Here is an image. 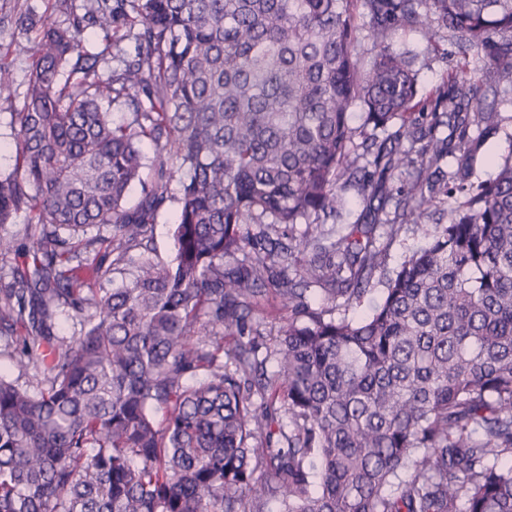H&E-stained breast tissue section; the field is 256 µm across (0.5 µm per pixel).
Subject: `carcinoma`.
<instances>
[{
  "label": "carcinoma",
  "mask_w": 512,
  "mask_h": 512,
  "mask_svg": "<svg viewBox=\"0 0 512 512\" xmlns=\"http://www.w3.org/2000/svg\"><path fill=\"white\" fill-rule=\"evenodd\" d=\"M69 13L26 47L17 168L0 174V335L38 378L31 390L0 374V512H264L272 497L280 512H512V161L469 182L496 129L470 108L496 87L461 70L422 97L391 48L418 30L512 79V0ZM119 23L111 39L134 52L107 74L82 36ZM119 101L122 123L104 107ZM145 139L154 181L129 209ZM449 156L455 183L439 191L425 174ZM404 168L417 176L383 219ZM349 186L379 199L373 223L326 226ZM170 201L162 262L152 230ZM22 210L27 243L6 232ZM431 211L424 244L387 270L398 219ZM115 273L121 286L104 287ZM378 274L381 298L349 315ZM268 294L288 310L270 373L250 319ZM60 315L79 335L55 332ZM178 218V205L175 202H168L162 208L153 224L154 255L161 261L169 262L174 258L172 232Z\"/></svg>",
  "instance_id": "cac0c4a2"
}]
</instances>
